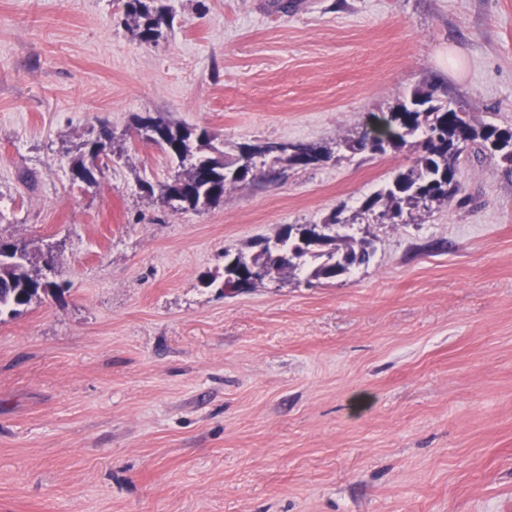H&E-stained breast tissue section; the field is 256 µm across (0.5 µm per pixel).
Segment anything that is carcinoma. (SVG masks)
Listing matches in <instances>:
<instances>
[{
    "label": "carcinoma",
    "instance_id": "cac0c4a2",
    "mask_svg": "<svg viewBox=\"0 0 512 512\" xmlns=\"http://www.w3.org/2000/svg\"><path fill=\"white\" fill-rule=\"evenodd\" d=\"M122 2L125 15L135 23L139 40L145 44L155 42L162 27L173 25V8L163 0ZM492 128L491 124L474 126L466 111H448L434 88L413 91L409 99L387 113L373 116L371 123L343 141V147L352 155H383L390 149L407 145L418 152L413 167L396 174L365 197L359 210L378 208L380 216L390 220L404 213L412 219L413 211L418 208L455 197L462 191L458 166L465 151L476 145L489 159L500 157ZM136 130L138 136L154 142L179 162L181 171L166 181L155 186L141 183L144 191L159 192V197L173 208L196 210L213 206L224 199L230 186L248 185L270 175L279 176L274 168L266 171L256 161L242 175H233L238 169V157H226L224 151L212 144L213 138L205 129L189 130L163 118L147 116L138 118ZM196 142L199 147H208L216 156L198 155ZM112 155V130L102 124L95 137L80 146L73 172L82 181L92 184L95 178L85 159L94 162ZM330 158L331 152L326 147L300 143L293 146L285 165L305 168ZM342 212L340 208L324 221L325 232L321 235L315 232L313 224H288L276 236L277 246L273 249L261 247L249 255L224 253V276L245 271L249 266H261L274 278L290 271H301L311 260L315 262L309 273L312 278L335 279L349 273L369 260V242L349 234L353 223H340L338 216ZM34 258L24 245L20 247L19 257L0 259V314L7 311L15 315L61 291V286L49 279L52 266L39 267L34 264Z\"/></svg>",
    "mask_w": 512,
    "mask_h": 512
}]
</instances>
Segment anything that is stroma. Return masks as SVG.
I'll return each instance as SVG.
<instances>
[{
  "instance_id": "35a3bbf8",
  "label": "stroma",
  "mask_w": 512,
  "mask_h": 512,
  "mask_svg": "<svg viewBox=\"0 0 512 512\" xmlns=\"http://www.w3.org/2000/svg\"><path fill=\"white\" fill-rule=\"evenodd\" d=\"M169 4L147 45L120 0H0V235L55 243L64 287L0 316V512H512V170L469 153L418 223L358 219L348 274L224 286L413 165L336 144L414 89L512 126V0ZM147 115L332 158L175 210ZM113 135L106 125L101 124L94 138L85 141L78 151L79 156L75 158L73 164V172L76 177L80 178L87 184H93L95 178L92 170L86 166L85 157H88L93 163L96 160L110 159L113 155Z\"/></svg>"
}]
</instances>
